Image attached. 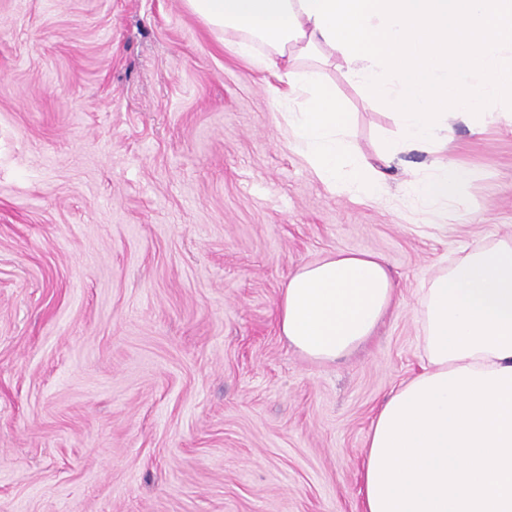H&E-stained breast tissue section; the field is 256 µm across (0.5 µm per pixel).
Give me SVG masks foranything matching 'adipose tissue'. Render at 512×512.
<instances>
[{
    "label": "adipose tissue",
    "mask_w": 512,
    "mask_h": 512,
    "mask_svg": "<svg viewBox=\"0 0 512 512\" xmlns=\"http://www.w3.org/2000/svg\"><path fill=\"white\" fill-rule=\"evenodd\" d=\"M236 56L271 73L286 146L331 193L384 202L399 153L444 148L457 123L512 129V0H184ZM342 69L399 138L371 164L322 70ZM475 169L437 161L406 193L422 223L465 205ZM397 292L383 258L335 252L280 290L288 345L333 362L373 336ZM423 370L370 428L362 512H512V235L469 248L418 294Z\"/></svg>",
    "instance_id": "1"
}]
</instances>
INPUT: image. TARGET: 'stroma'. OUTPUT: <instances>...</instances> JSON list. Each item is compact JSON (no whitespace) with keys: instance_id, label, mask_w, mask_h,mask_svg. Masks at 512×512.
Segmentation results:
<instances>
[{"instance_id":"stroma-1","label":"stroma","mask_w":512,"mask_h":512,"mask_svg":"<svg viewBox=\"0 0 512 512\" xmlns=\"http://www.w3.org/2000/svg\"><path fill=\"white\" fill-rule=\"evenodd\" d=\"M328 78L377 162L394 119ZM269 79L183 0H0V512H361L424 278L512 232V133L456 125L480 176L439 234L331 194ZM337 251L381 255L399 303L319 363L276 302Z\"/></svg>"}]
</instances>
